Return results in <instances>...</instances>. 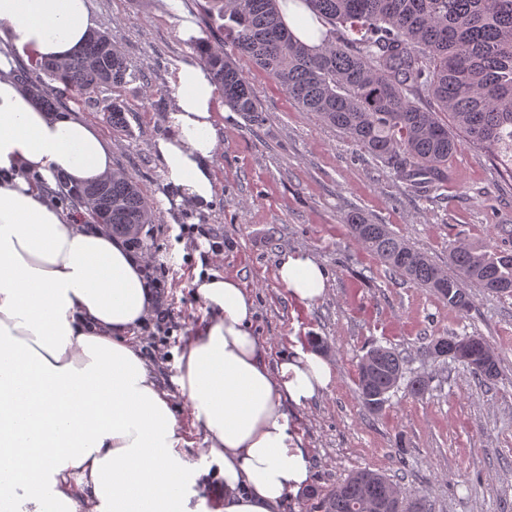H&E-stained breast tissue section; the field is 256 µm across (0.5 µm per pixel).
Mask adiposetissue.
<instances>
[{
  "mask_svg": "<svg viewBox=\"0 0 512 512\" xmlns=\"http://www.w3.org/2000/svg\"><path fill=\"white\" fill-rule=\"evenodd\" d=\"M279 6L295 39L319 45L323 25L302 0ZM93 27L88 0H0V41L45 61L68 58ZM209 95L184 75L182 142L160 145L202 197L209 183L196 159L215 147L201 108ZM0 171V467L13 491L35 504L52 497L60 512H190L172 394L131 341L155 306L142 263L105 228L67 220L25 177L90 185L113 173L112 149L73 115L42 110L2 54ZM277 278L307 303L328 290L309 256L283 255ZM197 290L212 316L187 344L176 383L223 465L222 512H282L310 475L287 406L320 397L332 367L299 349L271 368L236 276L203 277Z\"/></svg>",
  "mask_w": 512,
  "mask_h": 512,
  "instance_id": "1",
  "label": "adipose tissue"
}]
</instances>
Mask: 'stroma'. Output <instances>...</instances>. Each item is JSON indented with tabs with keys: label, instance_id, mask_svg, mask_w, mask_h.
I'll list each match as a JSON object with an SVG mask.
<instances>
[{
	"label": "stroma",
	"instance_id": "obj_1",
	"mask_svg": "<svg viewBox=\"0 0 512 512\" xmlns=\"http://www.w3.org/2000/svg\"><path fill=\"white\" fill-rule=\"evenodd\" d=\"M205 0H89L97 31L122 52L135 81L102 87L100 98L126 103L129 126L113 131L96 106L62 95L57 109L83 120L112 147L116 170L133 177L153 221L139 253L167 281L165 302L177 328L161 345L148 327L133 341L159 383L172 391V411L187 443L184 460L195 480L190 506L214 512L222 488L217 464L206 458L205 434L191 401L178 395L180 358L211 311L198 294L197 275H236L254 296V335L269 345L271 366L325 341L333 381L316 400L289 405L288 422L308 459L312 486L326 488L358 469L393 480L403 496L429 512H512V295L471 289L460 313L427 289L391 278L353 238L346 217L359 212L389 225L439 267L449 244L481 243L512 229V183L500 178L480 151L451 156L453 179L422 194L398 182L384 163L364 154L336 128L301 111L271 75L248 58L234 62L252 88L259 122L231 111L219 91L206 104L216 147L198 166L212 189L202 198L171 172L160 142L180 134V78L204 74L194 41L224 43L210 30ZM224 237L212 257L204 236ZM314 257L329 277L327 294L306 304L277 279L282 254ZM479 335L499 360L497 382H479L455 359L437 360L423 349L434 336ZM400 351L408 375L429 377L420 396L391 392L381 411L364 409L356 369L371 343Z\"/></svg>",
	"mask_w": 512,
	"mask_h": 512
}]
</instances>
